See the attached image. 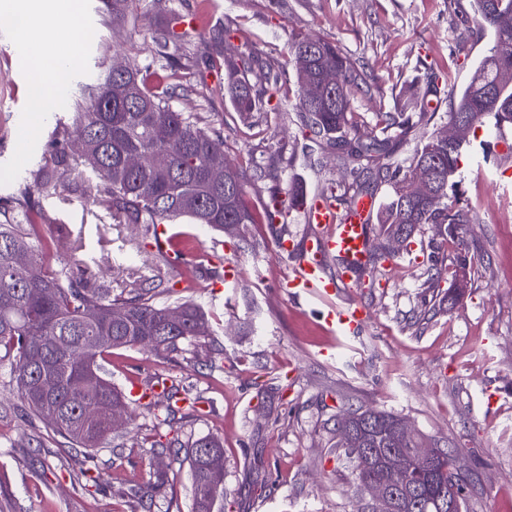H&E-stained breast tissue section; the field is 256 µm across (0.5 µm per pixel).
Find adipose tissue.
Listing matches in <instances>:
<instances>
[{
  "label": "adipose tissue",
  "instance_id": "ef3b65f1",
  "mask_svg": "<svg viewBox=\"0 0 512 512\" xmlns=\"http://www.w3.org/2000/svg\"><path fill=\"white\" fill-rule=\"evenodd\" d=\"M25 12L35 18L59 15L65 23L54 41H29L26 46L28 68L33 80V110L48 118V102L66 86L71 69L78 62L76 36L84 21L80 0H0V18Z\"/></svg>",
  "mask_w": 512,
  "mask_h": 512
}]
</instances>
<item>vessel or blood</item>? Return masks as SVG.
<instances>
[{
  "instance_id": "vessel-or-blood-1",
  "label": "vessel or blood",
  "mask_w": 512,
  "mask_h": 512,
  "mask_svg": "<svg viewBox=\"0 0 512 512\" xmlns=\"http://www.w3.org/2000/svg\"><path fill=\"white\" fill-rule=\"evenodd\" d=\"M374 209L372 202L359 201L353 212L339 214L321 196L306 198L300 211L313 232L302 244L281 239L276 243L278 253L296 254L297 265L286 282L296 296L335 295L337 288L352 286L355 274L368 258V220ZM337 260L335 278L325 275L328 260ZM366 314L355 303L331 307L325 321L328 325L351 332L363 327Z\"/></svg>"
}]
</instances>
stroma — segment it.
<instances>
[{
    "label": "stroma",
    "mask_w": 512,
    "mask_h": 512,
    "mask_svg": "<svg viewBox=\"0 0 512 512\" xmlns=\"http://www.w3.org/2000/svg\"><path fill=\"white\" fill-rule=\"evenodd\" d=\"M85 34L79 64L66 88L50 103L30 146L20 141L21 122L33 94L26 53L16 27L0 21V211L21 214L14 199L29 173L44 163V149L58 121L75 109L86 86L112 65L116 46L130 48L154 69V36L186 21L176 53L183 86L175 110L196 113L223 130L227 157L264 177L250 183L249 200L261 211L272 187L299 177L309 193L354 179L352 166L337 161L307 137L295 98L274 110L239 118L218 95L223 67L208 31L230 24L232 44L245 56L261 43L276 66L293 76L288 39L301 32L326 39L359 59L371 93L355 97L359 134H369L374 112H405L413 125L396 148L409 157L416 144L443 131L450 103L469 81L490 36L473 29L459 39L457 22L471 0H142L128 22L112 26L103 0H81ZM442 80L436 119H418L427 98V75ZM478 153L464 157L456 197L475 223L459 237L438 227L417 228L394 265L359 274L355 288L339 289L337 303L362 305L370 319L357 334H340L321 318L325 300L295 298L283 289L292 257L274 253L285 236L303 239L312 230L299 212L269 225H248L243 249L233 236L179 219L171 225L176 249L194 256L175 271L174 293L160 303L190 301L208 314L209 330L198 345L167 359L138 348L117 349L104 368L122 391L163 376L201 395L198 410L177 414L158 428L145 408L117 429L94 459L64 447L44 423L29 421L24 404L0 367V512H191L192 479L186 451L153 452L154 435L188 441L214 435L224 442V512H368L369 497L336 447V422L346 411L372 407L402 418L419 443L452 451L461 465L464 512H512V128L476 129ZM97 196H73L63 210H44L41 237L46 263L70 258L56 224H80L87 246L108 221ZM123 240L108 276L123 288L131 271L153 273L160 265L142 230L115 226ZM223 253L237 269L224 280L207 255ZM471 261L464 298L452 309L444 299L459 258ZM218 291H211L214 281ZM40 437V447L30 445ZM95 464L100 485L85 490L80 471ZM153 489L150 506L130 500L128 487Z\"/></svg>",
    "instance_id": "1"
}]
</instances>
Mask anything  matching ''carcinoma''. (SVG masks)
<instances>
[{
  "instance_id": "cac0c4a2",
  "label": "carcinoma",
  "mask_w": 512,
  "mask_h": 512,
  "mask_svg": "<svg viewBox=\"0 0 512 512\" xmlns=\"http://www.w3.org/2000/svg\"><path fill=\"white\" fill-rule=\"evenodd\" d=\"M142 0H107L112 25L123 23ZM490 31L493 45L479 60L470 81L455 97L448 123L465 121L473 130L490 121L499 129L512 127V0H472V13L463 14L458 29L464 36L473 26ZM156 56L173 59L179 35L161 29L154 38ZM293 59L305 54L309 67L297 70L296 100L302 126L313 138L336 151L344 162L365 163L355 182L332 186L325 197L336 208L351 210L358 198L373 192L382 182L395 181L394 197L379 218L380 231L387 239H408L421 224H434L455 237L462 224H470V211L448 199V191L460 182L462 157L475 152L476 145L463 136L453 143L432 138L414 149L411 157L395 158L392 130L402 129L409 118L393 112L375 113L380 133L361 136L351 109L355 94L368 86L359 63L323 39L296 33L289 38ZM124 78L108 70L77 104L71 123L55 128L49 159L30 173L21 188L19 205L23 218L0 223V366L9 367L10 382L27 410L26 417L51 426L54 434L73 449L89 453L101 448L112 436L110 422L94 417L88 408L100 402L129 405L126 396L106 377L100 360L117 348L143 347L159 356L180 351L182 344H195L206 335L207 315L192 302L159 304L155 301L164 279L140 275L132 287L112 294L99 280L96 259L86 249L82 229L74 224L58 228L71 245L69 264L49 274L45 271L43 247L33 240L35 224L29 219L40 213L34 193L44 199L61 197L60 188L95 193L108 199L112 220L138 224L142 238L155 239L156 226L188 218L216 231L236 224L239 231L256 223L247 201L248 178L232 166L229 183H211L207 167L215 154H224V135L200 126L201 118L175 110L171 99L180 84L162 79L152 83V64L128 65ZM228 74L224 95L242 115L259 111L280 98V79L274 60L254 44L246 68L224 59ZM265 73L267 85L251 83L247 73ZM325 71L336 73V85L324 99L308 96L307 85ZM157 126L167 130L165 139L154 137ZM131 153L162 162L125 166ZM427 174L429 189L413 197L411 180ZM304 194L300 180L288 182V199L274 191L265 205L267 222L274 224L283 208L294 207ZM27 257L24 264L14 256ZM122 309L125 317L112 320V310ZM178 311L181 321L168 323L170 312ZM201 397L180 396L172 386L163 400L164 414L154 415L155 427L166 425L184 407L194 408ZM353 428L361 434L364 447L382 451L393 447L392 434L400 420L373 409L355 410ZM345 456L353 463L358 483L378 479L381 470L358 460L357 449L342 443ZM192 474L191 512H224V466H210L199 449L211 448L224 458L220 440L204 436L187 445ZM452 454L444 448L426 463L413 464L409 479L424 486L428 475L448 476Z\"/></svg>"
}]
</instances>
